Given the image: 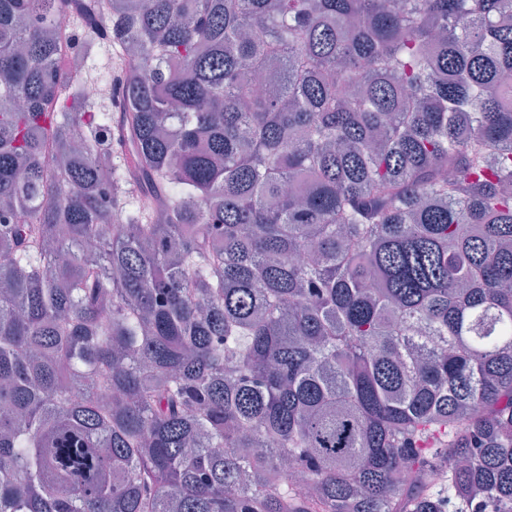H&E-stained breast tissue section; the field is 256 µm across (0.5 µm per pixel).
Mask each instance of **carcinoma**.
Returning a JSON list of instances; mask_svg holds the SVG:
<instances>
[{
	"label": "carcinoma",
	"mask_w": 512,
	"mask_h": 512,
	"mask_svg": "<svg viewBox=\"0 0 512 512\" xmlns=\"http://www.w3.org/2000/svg\"><path fill=\"white\" fill-rule=\"evenodd\" d=\"M509 13L0 0V512H512Z\"/></svg>",
	"instance_id": "cac0c4a2"
}]
</instances>
